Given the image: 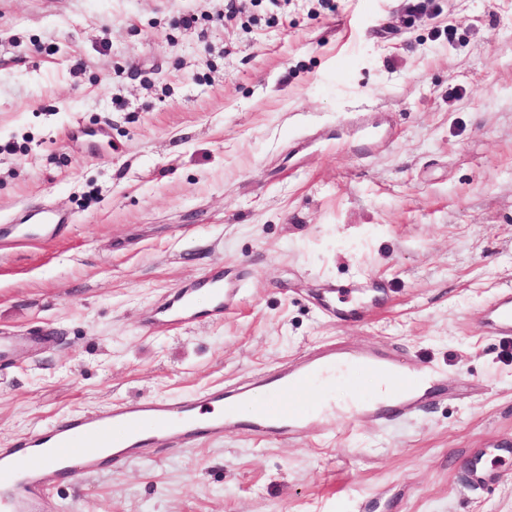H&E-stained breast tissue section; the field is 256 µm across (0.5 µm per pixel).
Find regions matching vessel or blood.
I'll list each match as a JSON object with an SVG mask.
<instances>
[{
    "mask_svg": "<svg viewBox=\"0 0 512 512\" xmlns=\"http://www.w3.org/2000/svg\"><path fill=\"white\" fill-rule=\"evenodd\" d=\"M71 222L47 204L23 208L6 233L52 240ZM246 278L212 270L196 285L168 295L153 312L154 326L180 330L203 318H223L235 309ZM211 307H196L199 291ZM486 332L512 339V288H501L478 317ZM40 335L20 341L0 336V367L9 366L22 346L42 343ZM379 377L378 393H357L351 371ZM439 369L411 363L388 350L350 349L329 343L274 367L231 390L210 389L173 404L163 399L124 401L66 415L49 427L12 438L0 448V512H44L49 491L67 480L139 458L149 448H184L202 438L223 437L244 426L253 437L297 439L310 428L331 433L337 422L361 419L376 426L414 415L434 398Z\"/></svg>",
    "mask_w": 512,
    "mask_h": 512,
    "instance_id": "obj_1",
    "label": "vessel or blood"
}]
</instances>
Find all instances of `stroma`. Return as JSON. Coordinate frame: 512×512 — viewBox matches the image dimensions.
I'll return each mask as SVG.
<instances>
[{
  "instance_id": "obj_1",
  "label": "stroma",
  "mask_w": 512,
  "mask_h": 512,
  "mask_svg": "<svg viewBox=\"0 0 512 512\" xmlns=\"http://www.w3.org/2000/svg\"><path fill=\"white\" fill-rule=\"evenodd\" d=\"M0 0V447L62 415L230 387L335 340L435 365L448 394L291 442L232 429L56 487L53 512H512V0ZM194 16L192 28L182 17ZM221 267L235 312L161 333ZM390 297L342 323L331 281ZM498 472L474 486L462 462ZM71 222L68 213L54 209L51 205L38 204L23 208L13 219V224H6L5 233L19 232L21 236L52 240L62 237ZM246 278L243 273H224L221 268L212 270L197 281L196 285L181 288L168 295L158 304L151 317L158 329L174 331L185 329L205 317L221 319L224 313L235 309L241 288ZM200 290L208 293L211 307L207 312L196 308V296ZM355 289H349V288H339L336 286V284L329 283L326 287V297L324 300H322L319 303V308L321 313L330 318L336 320V322H339L343 320V317L345 316V313L336 308V304L333 303L332 299L336 298V294H349ZM486 332L512 339V288H499L484 305L478 317ZM46 340L45 336L34 334L33 336H27L25 341H19L10 336H0V369L2 367H8L15 354L19 352V349L23 347H34Z\"/></svg>"
}]
</instances>
